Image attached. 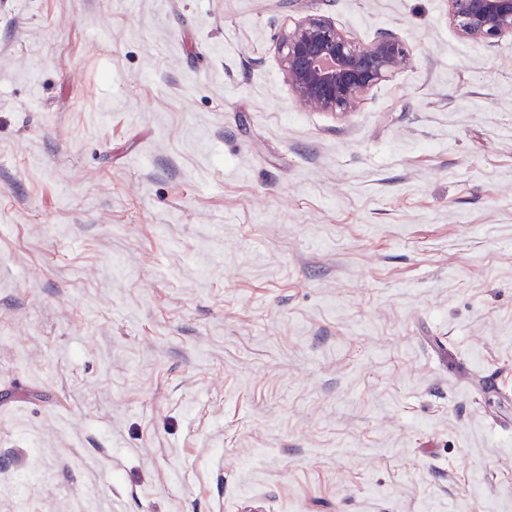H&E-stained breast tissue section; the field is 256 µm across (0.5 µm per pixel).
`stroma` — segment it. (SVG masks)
Instances as JSON below:
<instances>
[{
    "label": "stroma",
    "mask_w": 512,
    "mask_h": 512,
    "mask_svg": "<svg viewBox=\"0 0 512 512\" xmlns=\"http://www.w3.org/2000/svg\"><path fill=\"white\" fill-rule=\"evenodd\" d=\"M310 16L413 61L303 110ZM0 512H512V38L0 0Z\"/></svg>",
    "instance_id": "stroma-1"
}]
</instances>
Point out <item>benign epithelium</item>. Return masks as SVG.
<instances>
[{"mask_svg":"<svg viewBox=\"0 0 512 512\" xmlns=\"http://www.w3.org/2000/svg\"><path fill=\"white\" fill-rule=\"evenodd\" d=\"M449 17L465 38L491 41L512 36V0H448ZM282 66L298 103L346 114L395 72L412 53L395 34L381 31L367 46L344 36L324 17L310 18L281 40Z\"/></svg>","mask_w":512,"mask_h":512,"instance_id":"7a95c632","label":"benign epithelium"}]
</instances>
